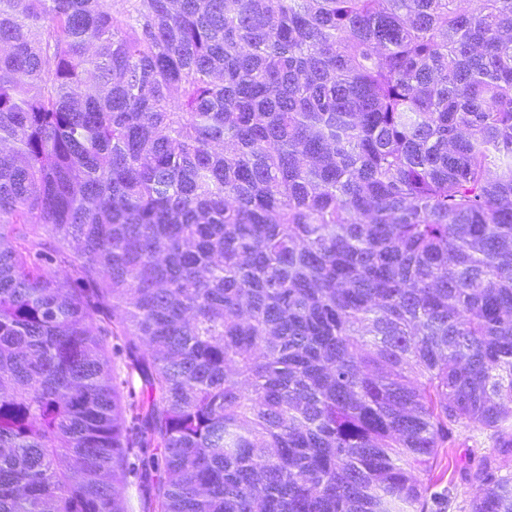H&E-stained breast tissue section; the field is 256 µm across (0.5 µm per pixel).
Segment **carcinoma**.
I'll return each mask as SVG.
<instances>
[{"label":"carcinoma","instance_id":"cac0c4a2","mask_svg":"<svg viewBox=\"0 0 512 512\" xmlns=\"http://www.w3.org/2000/svg\"><path fill=\"white\" fill-rule=\"evenodd\" d=\"M455 425L512 512V0H0V512H426Z\"/></svg>","mask_w":512,"mask_h":512}]
</instances>
